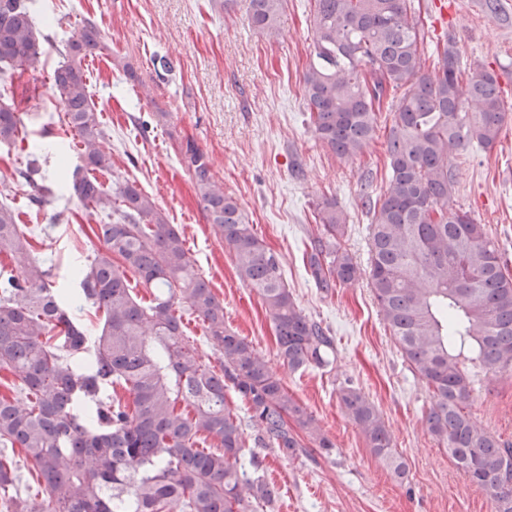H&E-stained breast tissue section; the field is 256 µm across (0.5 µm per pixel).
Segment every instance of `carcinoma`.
<instances>
[{
  "label": "carcinoma",
  "instance_id": "obj_1",
  "mask_svg": "<svg viewBox=\"0 0 512 512\" xmlns=\"http://www.w3.org/2000/svg\"><path fill=\"white\" fill-rule=\"evenodd\" d=\"M281 9L282 0H249V21L271 32ZM311 29L305 108L333 154L362 153L377 134L376 113L397 100L386 133L388 182L366 202L369 285L404 359L432 393L428 431L495 512H512V444L465 411L478 376L512 372V274L485 225L449 205V155L474 143L493 147L508 123L496 73L481 69L462 81L451 43L437 48L434 70L423 71L412 0H313ZM48 40L28 0H0V75L41 67ZM102 50L88 19L62 41L51 85L80 137L72 189L106 217L96 232L102 246L70 296L53 287L13 208L0 203V254L13 262L0 267V368L21 380L18 396H0V512H273L275 491L255 449L294 457L309 441L327 453L334 445L252 343L224 325V302L154 199L135 180L114 175L109 192L88 176L112 169L83 69ZM23 128L0 91V145L16 142ZM184 155L239 280L266 306L280 359L293 371L328 366L334 337L297 305L279 254L215 180L206 153L189 142ZM316 211L318 235L305 253L315 286L358 281L363 269L342 246L344 210L325 199ZM130 272L150 300L134 293ZM88 305L104 313L94 337L80 318ZM185 308L220 353L221 373L184 339ZM227 388L246 402L248 434L225 404ZM338 400L372 453L406 479L373 402L350 384ZM209 437L213 448L203 447ZM17 448L20 465L7 454Z\"/></svg>",
  "mask_w": 512,
  "mask_h": 512
}]
</instances>
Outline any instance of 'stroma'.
I'll list each match as a JSON object with an SVG mask.
<instances>
[{"instance_id":"1","label":"stroma","mask_w":512,"mask_h":512,"mask_svg":"<svg viewBox=\"0 0 512 512\" xmlns=\"http://www.w3.org/2000/svg\"><path fill=\"white\" fill-rule=\"evenodd\" d=\"M414 0L424 40L425 70L437 62L435 28L447 18L463 74L487 68L499 76L500 96L512 113V0ZM54 19L40 70L2 75L26 136L0 147V187L19 214L34 255L52 269L63 293L78 286L76 272L100 243V215L83 205L63 167L79 162V138L65 123L51 92L62 39L93 20L106 50L84 71L100 113L112 175L137 181L181 230L200 272L224 302V323L250 341L283 386L312 414L334 444L288 457L260 449L276 492L275 512H494L490 497L455 466L428 432L423 416L431 393L403 358L378 313L367 279L316 288L304 253L316 233L314 210L336 199L348 214L344 248L369 265L372 216L365 196H379L388 178L385 129L364 152L344 160L314 136L304 108L303 76L313 62L311 0H284L279 32L267 35L248 20V0H32ZM132 66L137 81H127ZM164 122L154 120L158 111ZM195 143L210 158L225 193L241 204L257 236L283 261L296 303L335 338L330 364L294 371L277 354L272 321L259 295L237 277L234 263L208 223L182 154ZM37 161L43 204L16 187L17 170ZM457 182L450 200L469 211L512 263V124L490 151L471 146L450 159ZM362 390L380 412L409 475L401 481L376 457L340 407L345 382ZM474 423L512 443V374L483 378L467 404Z\"/></svg>"}]
</instances>
